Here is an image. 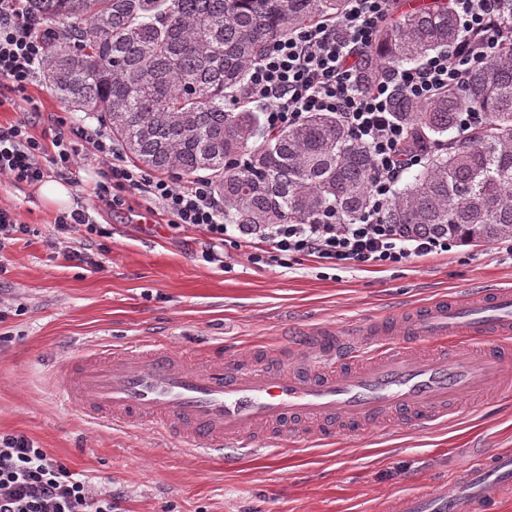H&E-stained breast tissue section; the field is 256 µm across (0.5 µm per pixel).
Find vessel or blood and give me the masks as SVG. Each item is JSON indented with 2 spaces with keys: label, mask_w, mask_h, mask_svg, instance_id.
<instances>
[{
  "label": "vessel or blood",
  "mask_w": 512,
  "mask_h": 512,
  "mask_svg": "<svg viewBox=\"0 0 512 512\" xmlns=\"http://www.w3.org/2000/svg\"><path fill=\"white\" fill-rule=\"evenodd\" d=\"M256 369L215 350L174 353L141 339L67 361L58 399L110 427L151 425L193 451L279 444L283 433L428 429L463 403L512 394V287L483 288L375 316L349 335L324 327L268 351ZM512 494V452L482 455L429 493L383 512H493Z\"/></svg>",
  "instance_id": "1"
}]
</instances>
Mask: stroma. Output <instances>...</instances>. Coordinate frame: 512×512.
<instances>
[{
    "instance_id": "1",
    "label": "stroma",
    "mask_w": 512,
    "mask_h": 512,
    "mask_svg": "<svg viewBox=\"0 0 512 512\" xmlns=\"http://www.w3.org/2000/svg\"><path fill=\"white\" fill-rule=\"evenodd\" d=\"M31 125L51 140L59 119L79 125L95 115L70 111L35 82ZM71 197L109 232L59 235L57 207L34 186L0 178V205L34 233L11 245L0 264V297L20 314L0 323V432L22 433L74 472L111 490L119 512H378L390 498L452 477L478 452L512 450V398L466 405L427 431L398 425L386 434L346 431L319 442L294 437L260 446L227 465L184 450L148 428H110L58 409L55 385L67 356L138 337L164 338L173 350L224 346L256 361L291 335L325 326L340 331L377 314L461 294L487 284L512 287V253L500 242L459 246L397 267L323 274L303 260L256 267L226 247V266L200 258L202 232L176 231L157 205L131 192L121 208L101 203L90 157L76 167ZM106 250L99 270L55 256Z\"/></svg>"
}]
</instances>
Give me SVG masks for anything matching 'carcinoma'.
Instances as JSON below:
<instances>
[{"label":"carcinoma","mask_w":512,"mask_h":512,"mask_svg":"<svg viewBox=\"0 0 512 512\" xmlns=\"http://www.w3.org/2000/svg\"><path fill=\"white\" fill-rule=\"evenodd\" d=\"M60 33L42 78L74 112H94L140 165L185 181L210 178L224 222L314 224L327 208L344 223L367 205L373 166L335 113L258 135L243 101L250 67L294 29L343 17L346 0H29ZM459 34L452 0L393 5L360 61L361 84L415 65ZM236 98L233 106L226 101ZM485 123L461 129L463 112ZM395 118L426 153L387 208L407 235L448 234L464 245L512 236V43L424 104L397 92Z\"/></svg>","instance_id":"cac0c4a2"}]
</instances>
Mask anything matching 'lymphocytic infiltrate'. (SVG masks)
I'll return each mask as SVG.
<instances>
[{
  "mask_svg": "<svg viewBox=\"0 0 512 512\" xmlns=\"http://www.w3.org/2000/svg\"><path fill=\"white\" fill-rule=\"evenodd\" d=\"M392 3L348 0L340 21L324 19L294 30L251 66L244 90L248 103L261 110L265 131L290 127L312 112H333L368 147L373 158L369 205L354 223H342L330 210L315 224H264L237 237L224 221V206L210 180L184 182L146 171L101 129L63 120L48 144L35 138L24 120L0 129V176L36 185L52 169L66 178L80 153L88 152L101 176L96 198L115 209L124 204L126 192H138L168 215L172 228L204 233L201 256L208 263L218 262L229 243L248 247V260L256 266L307 259L337 271L397 266L449 252L457 239L409 237L385 219L405 172L424 158L405 148L408 130L393 116V94L399 90L421 103L439 88L460 84L471 64L496 59L501 45L512 41V22L498 19L495 0H453L464 31L448 50L416 67L385 72L370 90H361L359 59L374 45ZM49 39L25 0H0V87L26 93L41 70ZM0 512H115V505L111 492L70 471L28 435L0 432Z\"/></svg>",
  "mask_w": 512,
  "mask_h": 512,
  "instance_id": "lymphocytic-infiltrate-1",
  "label": "lymphocytic infiltrate"
}]
</instances>
